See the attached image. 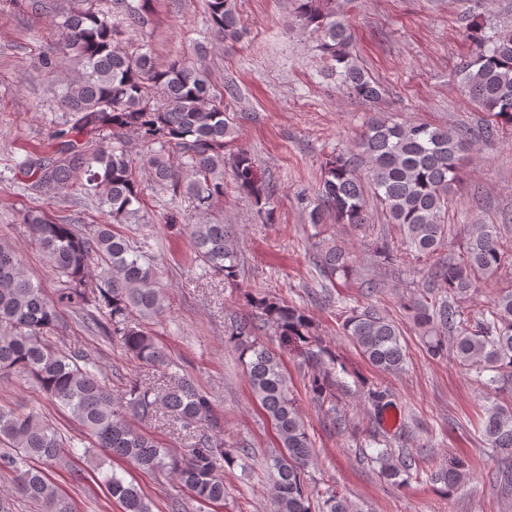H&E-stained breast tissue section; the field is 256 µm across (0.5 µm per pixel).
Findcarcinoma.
Wrapping results in <instances>:
<instances>
[{
    "mask_svg": "<svg viewBox=\"0 0 512 512\" xmlns=\"http://www.w3.org/2000/svg\"><path fill=\"white\" fill-rule=\"evenodd\" d=\"M69 2L55 22L61 54L78 65L77 76L57 97L65 121L51 133L48 153L28 154L14 170L33 194L65 197L76 187L83 189L106 221L89 226L74 217L57 222L37 210L22 215L57 275L59 288L51 296L28 276L18 251L0 244V375L33 381L48 400L70 411L93 447L142 470H166L198 502L215 504L224 500V470L236 456L224 450V431L209 395L193 379L171 371L173 361L150 327L163 313L166 295L157 282L148 237L136 236L138 225L151 223L136 167L148 171L158 191L186 195L204 212L224 199L228 166L234 188L253 200L257 217L267 223L275 221L272 193L246 150L226 153L237 114L227 112L224 96H233V89L215 92L201 70L182 60L159 66L148 51L133 54L122 48L124 35L149 25L152 0H110L105 10L97 0ZM295 2L302 28L318 36L325 74L348 94L378 99L381 88L353 57L354 33L333 6L335 0ZM207 5L214 37L237 41L242 28L234 0H207ZM465 30L471 53L455 77L483 112L480 125H402L373 114L354 149L325 163L309 218L316 226L331 213L338 224L359 226L366 223L367 201L375 200L389 223L399 227L407 248L430 261L424 293L406 306L421 329L425 352L437 358L451 350L459 364L478 374L494 373L489 382L505 388L512 385V291L501 292L474 317L462 306L480 278L512 262V254L501 248V225L468 224L461 255L440 254L450 233L449 194L460 178L463 154L473 141L491 139L504 126L512 129V30L469 20ZM129 135L140 147L136 158ZM105 138L112 140L107 148L100 146ZM191 236L195 262L237 287L235 225L194 224ZM315 262L332 287L353 269V255L334 243L322 246ZM65 307L77 310L90 332L168 371L167 384L155 387L133 379L114 392L90 354L52 341ZM246 308L233 318L225 343L239 350L253 395L276 430L278 445L268 464L273 512H315L306 482L313 443L280 359L257 341V332L271 327L283 343L303 348L315 368L308 390L322 405L333 403L334 394L321 365L324 358H334L314 334L306 309L261 293L250 296ZM336 311L343 335L369 364L384 372L402 369L406 347L393 320L372 306L342 305ZM368 402L379 414L389 393L370 389ZM160 411L192 434L188 457L170 455L131 422H151ZM483 436L490 447L512 455V405L487 408ZM2 442L12 451H0V473L11 477L14 492L29 502L31 512H76L71 498L50 479L51 469L67 464L71 453L43 414L0 405ZM370 460L395 484L405 482L416 467L411 458H396L386 447ZM463 479L451 466L428 476L445 495ZM103 483L124 512H152L137 487L116 472L105 474ZM321 497L326 512H351L334 488Z\"/></svg>",
    "mask_w": 512,
    "mask_h": 512,
    "instance_id": "1",
    "label": "carcinoma"
}]
</instances>
